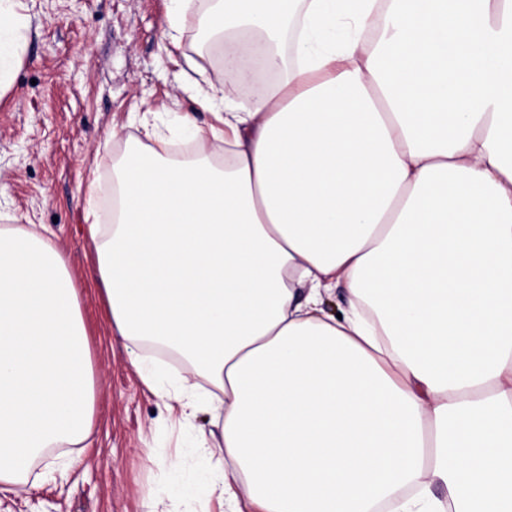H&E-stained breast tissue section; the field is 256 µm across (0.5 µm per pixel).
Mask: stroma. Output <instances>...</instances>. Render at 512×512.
Segmentation results:
<instances>
[{"label":"stroma","instance_id":"35a3bbf8","mask_svg":"<svg viewBox=\"0 0 512 512\" xmlns=\"http://www.w3.org/2000/svg\"><path fill=\"white\" fill-rule=\"evenodd\" d=\"M204 0H193L179 42L166 37L171 0H19L29 17L24 55L0 96V225L46 224L76 289L95 372L94 436L38 461L0 512H219L213 469L198 434L222 444V422L172 418L131 365L129 341L111 332L86 212L90 193L112 186L127 140L157 128L182 143L179 119L199 126L183 87L202 56L212 81L224 63L201 55L195 36Z\"/></svg>","mask_w":512,"mask_h":512}]
</instances>
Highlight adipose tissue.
Masks as SVG:
<instances>
[{
    "label": "adipose tissue",
    "instance_id": "obj_1",
    "mask_svg": "<svg viewBox=\"0 0 512 512\" xmlns=\"http://www.w3.org/2000/svg\"><path fill=\"white\" fill-rule=\"evenodd\" d=\"M27 28L0 0V94ZM198 29L235 76L182 119L210 152L128 144L91 233L113 333L189 370L132 354L144 383L224 417L212 494L512 512V0H209ZM93 421L67 264L1 225L0 494Z\"/></svg>",
    "mask_w": 512,
    "mask_h": 512
}]
</instances>
